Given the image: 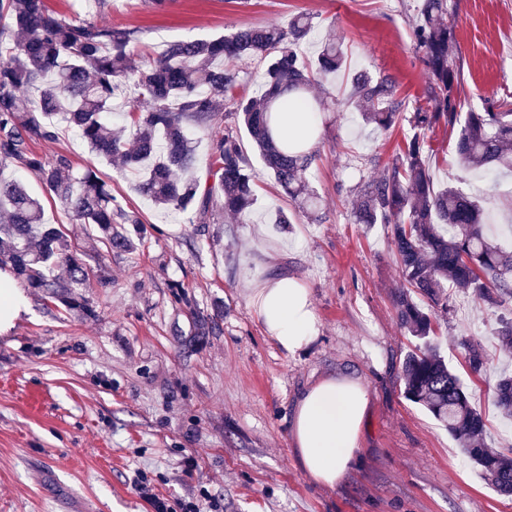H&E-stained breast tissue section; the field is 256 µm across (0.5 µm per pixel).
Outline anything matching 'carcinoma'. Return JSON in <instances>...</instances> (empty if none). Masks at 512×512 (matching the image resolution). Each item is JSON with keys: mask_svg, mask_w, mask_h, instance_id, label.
Instances as JSON below:
<instances>
[{"mask_svg": "<svg viewBox=\"0 0 512 512\" xmlns=\"http://www.w3.org/2000/svg\"><path fill=\"white\" fill-rule=\"evenodd\" d=\"M314 28L313 16L298 13L285 26L239 29L209 40H180L147 64L135 60L136 31L88 19H70L47 0H0V168L35 173L76 224H88L109 246L132 240L114 224H139L112 195L95 168H74L70 158H46L34 149L76 132L96 156L136 177V192L162 208L193 215L208 224L217 211L249 223L254 201L253 172L239 135L246 132L266 172L302 211H317L320 199L309 181L315 153L294 138L278 141L279 113L323 112L327 103L308 92L320 77L345 67L341 44L330 39L316 60L305 61L299 44ZM413 38L431 75L428 105L411 116L414 134L406 149L382 174L357 191V224H382L399 264L402 285L394 290L398 324L416 343L402 373L407 398L426 409L500 494L512 495V457L483 441L485 420L460 377L448 368L434 338L431 310L448 312V289L465 292L490 308L512 302V250L490 238L483 211L455 186L435 187L424 134L436 127L458 129L455 149L473 169L512 168V103L497 100L480 110H457L460 74L448 25V0H419ZM248 58L266 62L264 91L238 97L235 64ZM127 94L128 134L109 123L113 99ZM347 102L363 120L389 129L401 112L397 80L389 72L351 76ZM224 126L210 139L214 183L202 190L196 178L198 129ZM0 268L9 267L30 288L58 298L70 288L89 287L88 266L96 254L71 250L57 224L44 220L43 205L16 179L0 178ZM512 351V317L493 331ZM472 373L483 368L479 346L464 339ZM494 404L512 417V376L497 383Z\"/></svg>", "mask_w": 512, "mask_h": 512, "instance_id": "cac0c4a2", "label": "carcinoma"}]
</instances>
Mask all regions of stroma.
Wrapping results in <instances>:
<instances>
[{
  "instance_id": "obj_1",
  "label": "stroma",
  "mask_w": 512,
  "mask_h": 512,
  "mask_svg": "<svg viewBox=\"0 0 512 512\" xmlns=\"http://www.w3.org/2000/svg\"><path fill=\"white\" fill-rule=\"evenodd\" d=\"M417 3L170 0L156 12L147 0H105L96 20L136 29L141 61L174 41L314 15L302 56L314 60L333 38L347 57L346 71L313 87L331 102L311 170L323 218L294 208L245 134L240 143L256 176L247 224L220 213L194 224L188 213L153 206L133 176L98 160L75 133L37 143L39 153L66 154L111 179L113 194L142 218L125 227L129 249L98 247L35 174L0 170L26 182L72 245L98 249L108 278L83 291L90 317L69 299L25 289V310L0 333V512H145L134 489L141 472L172 506L192 501L201 512H512V497L488 485L445 427L405 398L410 339L391 301L398 266L383 225L352 215L356 188L404 148L410 127L363 124L345 101L347 76L390 72L406 107L424 102L429 76L412 35ZM448 6L462 111L512 101V0ZM426 139L435 186L463 187L483 207L490 234L511 244L512 171L466 168L448 129ZM280 213L288 223H276ZM279 275L309 288L319 322L317 337L294 355L267 337L247 300L254 283ZM449 305L434 319L441 353L482 410L486 442L512 448V422L493 403L512 368L493 334L500 312L460 292ZM464 336L483 350L480 374L469 371ZM348 369L366 381L372 407L360 463L328 488L302 469L288 426L309 384Z\"/></svg>"
}]
</instances>
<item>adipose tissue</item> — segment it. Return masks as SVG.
<instances>
[{
  "mask_svg": "<svg viewBox=\"0 0 512 512\" xmlns=\"http://www.w3.org/2000/svg\"><path fill=\"white\" fill-rule=\"evenodd\" d=\"M268 338L289 355L318 334L308 288L293 276H277L249 298ZM371 396L360 375L323 377L297 399L291 418L292 446L304 471L319 485L341 484L360 462Z\"/></svg>",
  "mask_w": 512,
  "mask_h": 512,
  "instance_id": "adipose-tissue-1",
  "label": "adipose tissue"
}]
</instances>
